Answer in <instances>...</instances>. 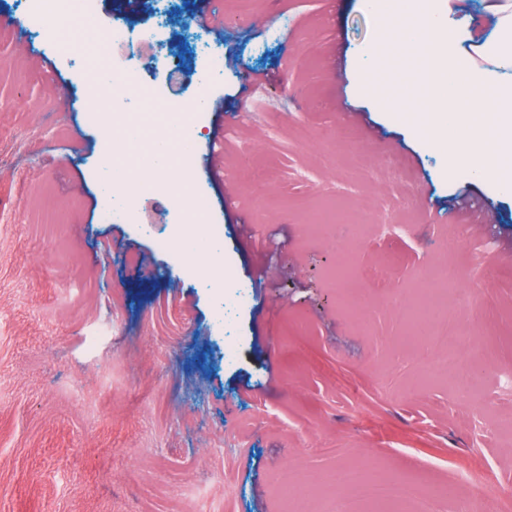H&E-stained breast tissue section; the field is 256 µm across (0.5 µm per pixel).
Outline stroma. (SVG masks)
<instances>
[{
  "instance_id": "1",
  "label": "stroma",
  "mask_w": 512,
  "mask_h": 512,
  "mask_svg": "<svg viewBox=\"0 0 512 512\" xmlns=\"http://www.w3.org/2000/svg\"><path fill=\"white\" fill-rule=\"evenodd\" d=\"M448 7L462 49L492 35L483 0ZM211 8L202 31L182 0L101 3L130 24L166 21L179 60H196L201 37L230 60L208 86L188 74L182 97L187 110L206 103L186 136L190 190L222 228L213 251L165 194L142 199L138 223H100L106 142L87 118L84 74L15 32L22 6L0 0V512H320L306 489L348 467L442 492L440 512H512V191L452 169L386 108L370 86L368 0ZM249 70L267 78L245 99ZM351 112L359 139L337 144ZM212 152L215 173L200 163ZM391 153L407 157L405 175L382 169ZM322 217L335 235L312 232ZM178 231L195 247H157ZM342 237L357 310L331 279ZM448 272L459 353L479 370L464 393L444 375L423 383L437 345L402 343L408 290ZM236 281L251 286L240 305ZM474 469L485 480L461 483Z\"/></svg>"
}]
</instances>
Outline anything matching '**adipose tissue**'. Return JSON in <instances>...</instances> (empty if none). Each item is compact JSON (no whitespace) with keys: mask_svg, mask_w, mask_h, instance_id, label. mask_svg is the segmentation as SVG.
Listing matches in <instances>:
<instances>
[{"mask_svg":"<svg viewBox=\"0 0 512 512\" xmlns=\"http://www.w3.org/2000/svg\"><path fill=\"white\" fill-rule=\"evenodd\" d=\"M372 6L384 34L379 50L388 67L404 64L412 90L408 98L388 97L387 107L447 145L451 161L476 180L492 178L511 191L512 0H486L495 32L464 56L448 37L445 13L426 19L400 0H372ZM469 100L477 111H461Z\"/></svg>","mask_w":512,"mask_h":512,"instance_id":"ef3b65f1","label":"adipose tissue"}]
</instances>
